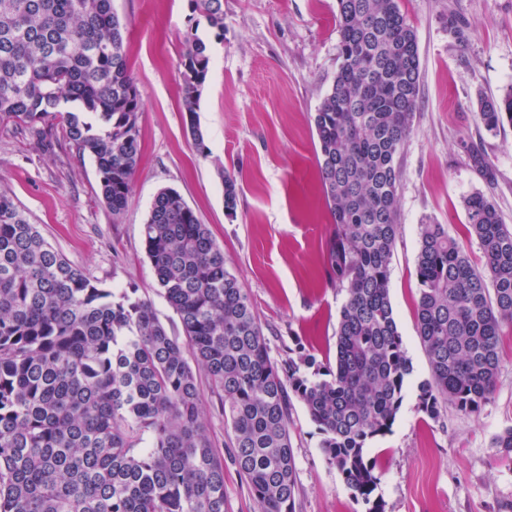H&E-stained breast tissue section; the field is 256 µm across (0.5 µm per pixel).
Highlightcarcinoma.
<instances>
[{
  "mask_svg": "<svg viewBox=\"0 0 512 512\" xmlns=\"http://www.w3.org/2000/svg\"><path fill=\"white\" fill-rule=\"evenodd\" d=\"M224 35V0H191ZM339 66L315 112L323 193L333 219L326 265L345 289L336 359L278 364L251 297L224 251L173 188L155 196L142 242L157 292L178 315L171 335L151 301L101 288L0 192V512H226L224 453L209 438L198 375L219 396L229 454L259 512H295L292 398L317 425L320 448L352 494L378 486L368 443L388 432L413 372L390 298L400 233V155L419 103L414 25L399 0H336ZM112 0H0V121L49 143L60 120L96 166L113 219L129 206L141 156V99ZM183 108L209 155L197 109L210 69L205 41L184 39ZM485 128L512 125V88L480 103ZM471 167L494 180L481 149ZM236 213L238 176L224 172ZM466 244L445 224L419 226L416 332L430 378L421 410L476 414L491 398L499 336L512 325V227L481 193L464 200ZM512 460V427L492 443Z\"/></svg>",
  "mask_w": 512,
  "mask_h": 512,
  "instance_id": "carcinoma-1",
  "label": "carcinoma"
}]
</instances>
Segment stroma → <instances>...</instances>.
Listing matches in <instances>:
<instances>
[{
	"label": "stroma",
	"mask_w": 512,
	"mask_h": 512,
	"mask_svg": "<svg viewBox=\"0 0 512 512\" xmlns=\"http://www.w3.org/2000/svg\"><path fill=\"white\" fill-rule=\"evenodd\" d=\"M128 24L130 72L141 94L142 156L120 220L104 204L96 168L54 124L52 148L0 122V192L11 195L52 246L104 288L150 298L169 333L180 323L155 293L141 229L157 192L177 189L224 251L249 292L272 360L293 349L334 361L346 292L326 267L333 230L318 169L313 117L339 64L336 0H224V30L200 24L211 63L197 110L209 156L196 149L183 112L182 42L191 0H113ZM417 33L421 62L414 132L400 156V234L390 296L414 372L389 432L367 450L384 512H512V463L493 437L512 426V326L500 336L493 397L478 414L422 412L418 384L429 367L415 329L419 226L431 220L464 237V199L491 197L512 226V126L497 133L480 120L481 97L512 87V0H401ZM467 25L464 42L448 17ZM480 145L496 167L488 184L467 162ZM238 173L235 216L224 211L223 171ZM290 434L296 457V512H367L328 463L301 403Z\"/></svg>",
	"instance_id": "1"
}]
</instances>
